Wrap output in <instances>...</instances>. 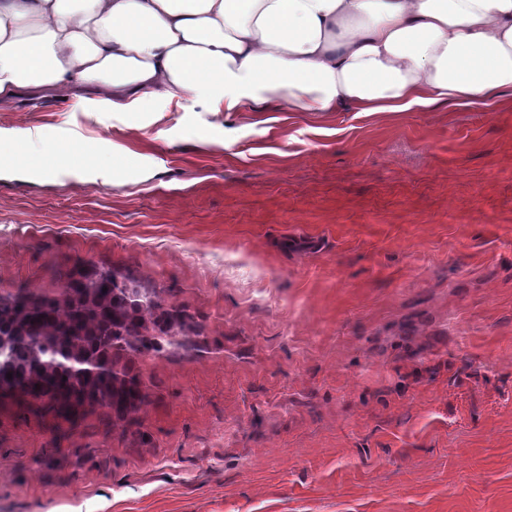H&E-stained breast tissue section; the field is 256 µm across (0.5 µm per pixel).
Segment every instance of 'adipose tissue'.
I'll list each match as a JSON object with an SVG mask.
<instances>
[{
    "instance_id": "adipose-tissue-1",
    "label": "adipose tissue",
    "mask_w": 512,
    "mask_h": 512,
    "mask_svg": "<svg viewBox=\"0 0 512 512\" xmlns=\"http://www.w3.org/2000/svg\"><path fill=\"white\" fill-rule=\"evenodd\" d=\"M512 90V0H0V100L411 112Z\"/></svg>"
}]
</instances>
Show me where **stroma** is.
<instances>
[{
  "instance_id": "1",
  "label": "stroma",
  "mask_w": 512,
  "mask_h": 512,
  "mask_svg": "<svg viewBox=\"0 0 512 512\" xmlns=\"http://www.w3.org/2000/svg\"><path fill=\"white\" fill-rule=\"evenodd\" d=\"M0 106V301L89 267L186 348L139 408L0 392V512H512V102L420 112ZM67 138L122 174L43 173Z\"/></svg>"
}]
</instances>
